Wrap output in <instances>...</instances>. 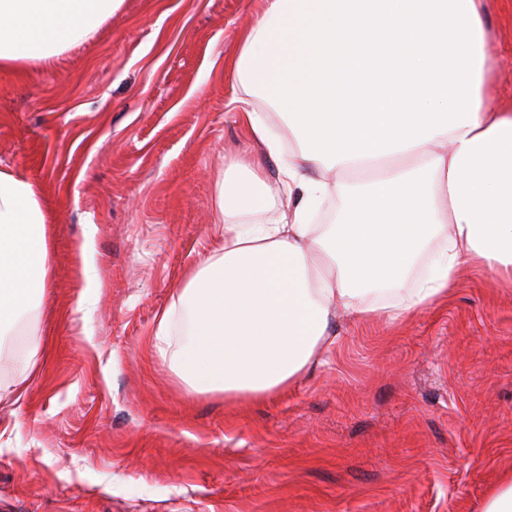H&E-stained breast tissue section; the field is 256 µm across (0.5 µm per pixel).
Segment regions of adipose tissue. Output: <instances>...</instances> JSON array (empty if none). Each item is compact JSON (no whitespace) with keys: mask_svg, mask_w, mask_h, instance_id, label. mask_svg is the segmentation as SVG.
I'll use <instances>...</instances> for the list:
<instances>
[{"mask_svg":"<svg viewBox=\"0 0 512 512\" xmlns=\"http://www.w3.org/2000/svg\"><path fill=\"white\" fill-rule=\"evenodd\" d=\"M122 2L0 0V67L51 62ZM484 14L483 0H263L227 107L275 161L286 209L269 218L262 178L225 171L223 245L153 331L164 352L188 312L176 369L194 390L275 397L330 352L336 316L395 322L448 300L465 268L512 276V101L489 84ZM331 195L334 222L312 223ZM47 224L39 188L0 170V327L44 292Z\"/></svg>","mask_w":512,"mask_h":512,"instance_id":"1","label":"adipose tissue"}]
</instances>
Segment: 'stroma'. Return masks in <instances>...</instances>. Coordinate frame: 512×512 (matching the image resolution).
Wrapping results in <instances>:
<instances>
[{
  "label": "stroma",
  "instance_id": "obj_1",
  "mask_svg": "<svg viewBox=\"0 0 512 512\" xmlns=\"http://www.w3.org/2000/svg\"><path fill=\"white\" fill-rule=\"evenodd\" d=\"M259 6L123 0L50 65L0 68V170L52 226L34 370L0 330V512H481L512 475V285L483 268L403 321L336 318L332 354L265 403L189 391L151 346L220 246L225 169L279 184L226 108ZM485 13L508 98L512 0Z\"/></svg>",
  "mask_w": 512,
  "mask_h": 512
}]
</instances>
